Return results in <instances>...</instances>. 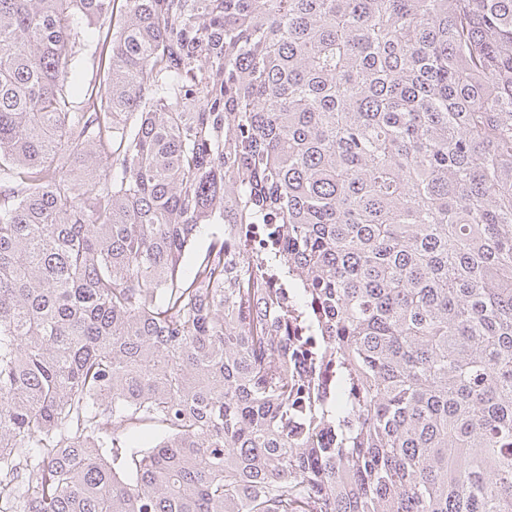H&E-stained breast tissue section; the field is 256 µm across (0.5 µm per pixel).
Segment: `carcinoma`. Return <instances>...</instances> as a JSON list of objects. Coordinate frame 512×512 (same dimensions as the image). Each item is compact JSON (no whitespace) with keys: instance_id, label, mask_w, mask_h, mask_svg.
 Masks as SVG:
<instances>
[{"instance_id":"obj_1","label":"carcinoma","mask_w":512,"mask_h":512,"mask_svg":"<svg viewBox=\"0 0 512 512\" xmlns=\"http://www.w3.org/2000/svg\"><path fill=\"white\" fill-rule=\"evenodd\" d=\"M0 512H512V0H0Z\"/></svg>"}]
</instances>
